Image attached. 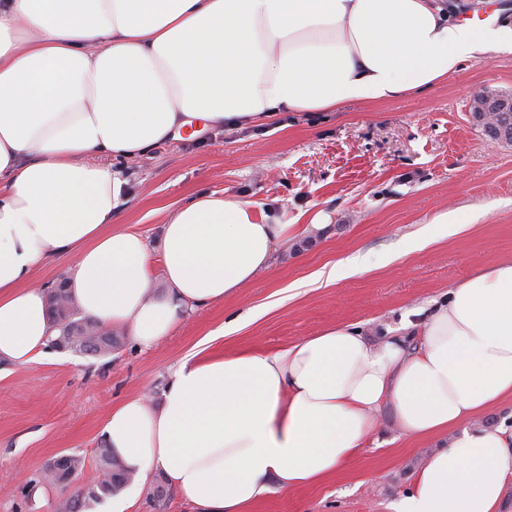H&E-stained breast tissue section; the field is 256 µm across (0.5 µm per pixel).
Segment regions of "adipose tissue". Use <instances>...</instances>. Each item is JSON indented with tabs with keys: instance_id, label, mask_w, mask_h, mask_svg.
<instances>
[{
	"instance_id": "adipose-tissue-1",
	"label": "adipose tissue",
	"mask_w": 512,
	"mask_h": 512,
	"mask_svg": "<svg viewBox=\"0 0 512 512\" xmlns=\"http://www.w3.org/2000/svg\"><path fill=\"white\" fill-rule=\"evenodd\" d=\"M508 45L512 25L450 21L438 0H0V359L47 354L48 293L30 279L59 256L80 313L150 347L306 230L201 194L152 252L113 226L124 182L112 159L190 129L420 93ZM418 337L410 349L329 327L270 353L182 360L162 403L129 396L105 417L104 440L135 475L106 512H132L157 471L194 512H250L335 476L387 404L405 436L448 440L399 512H499L512 426L481 419L512 401V262L451 288Z\"/></svg>"
}]
</instances>
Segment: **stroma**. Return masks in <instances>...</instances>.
<instances>
[{
	"label": "stroma",
	"mask_w": 512,
	"mask_h": 512,
	"mask_svg": "<svg viewBox=\"0 0 512 512\" xmlns=\"http://www.w3.org/2000/svg\"><path fill=\"white\" fill-rule=\"evenodd\" d=\"M512 97V49L465 59L433 88L333 112H288L168 140L113 161L124 181L118 225L151 249L180 205L200 193L258 201L265 215L325 226L280 247L272 267L224 300L188 313L148 349L121 336L107 357L50 350L25 366L0 360V512H50L101 478L102 422L123 398L161 401L170 370L190 355L274 351L321 329L355 325L373 342L406 340L450 288L512 260V144L487 139L474 94ZM464 215L465 230L441 224ZM349 276L327 278L335 264ZM379 433L336 476L274 491L252 512H397L434 440L403 436L392 406ZM62 454L84 458L69 486L42 480Z\"/></svg>",
	"instance_id": "35a3bbf8"
}]
</instances>
